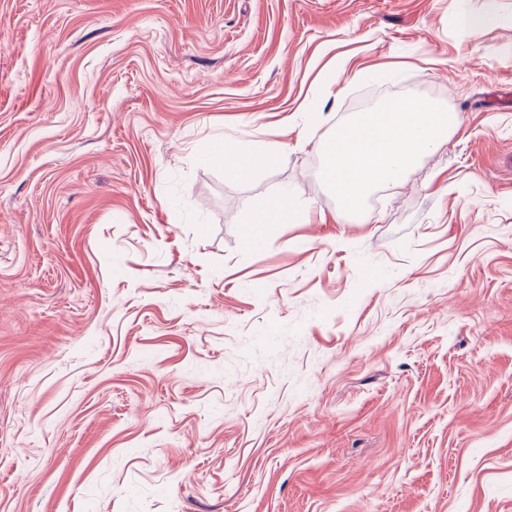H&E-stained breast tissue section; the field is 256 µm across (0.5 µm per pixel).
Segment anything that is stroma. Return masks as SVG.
<instances>
[{
  "mask_svg": "<svg viewBox=\"0 0 512 512\" xmlns=\"http://www.w3.org/2000/svg\"><path fill=\"white\" fill-rule=\"evenodd\" d=\"M401 97L462 126L345 219ZM0 512H512V0H0ZM461 125L457 112L414 98L388 100L321 142L323 176L343 212L356 213L372 189L401 184L422 156L440 149ZM282 148L263 140H253L242 148L212 155L210 160L239 180L255 181L281 159ZM306 211L295 204L288 194H279L267 200L253 215L245 229L247 246L261 244L276 224H302Z\"/></svg>",
  "mask_w": 512,
  "mask_h": 512,
  "instance_id": "35a3bbf8",
  "label": "stroma"
}]
</instances>
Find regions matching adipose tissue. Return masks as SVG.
Instances as JSON below:
<instances>
[{
    "label": "adipose tissue",
    "mask_w": 512,
    "mask_h": 512,
    "mask_svg": "<svg viewBox=\"0 0 512 512\" xmlns=\"http://www.w3.org/2000/svg\"><path fill=\"white\" fill-rule=\"evenodd\" d=\"M461 125L458 113L430 103L414 98L388 100L337 126L334 134L321 142L323 176L335 189L343 212H358L372 189L401 184L422 156L440 149L449 133ZM281 153L280 147L254 140L214 155L213 161L236 179L255 181L279 163ZM305 216V209L289 195L274 196L253 215L244 241L258 246L275 225L300 224Z\"/></svg>",
    "instance_id": "obj_1"
}]
</instances>
